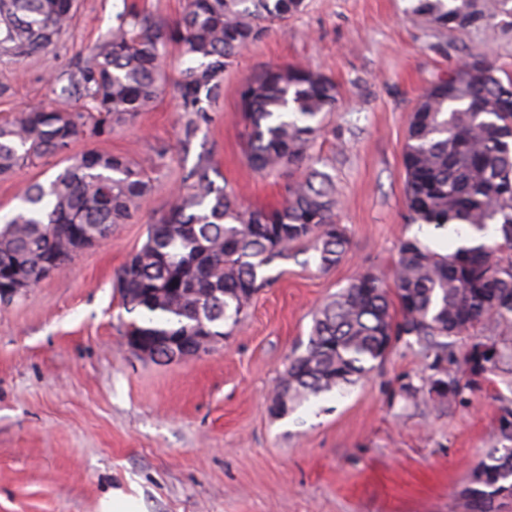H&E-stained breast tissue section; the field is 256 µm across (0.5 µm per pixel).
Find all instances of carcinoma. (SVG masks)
<instances>
[{"instance_id": "carcinoma-1", "label": "carcinoma", "mask_w": 512, "mask_h": 512, "mask_svg": "<svg viewBox=\"0 0 512 512\" xmlns=\"http://www.w3.org/2000/svg\"><path fill=\"white\" fill-rule=\"evenodd\" d=\"M303 8L304 0H189L172 27L145 12H120L106 42L69 73L56 106L0 122V178L68 151L84 135L83 114L69 108L74 92L93 104L98 134L149 111L167 82L163 61L173 43L184 58L176 91L183 111L192 114L183 125V141L190 142L209 121L204 103L217 96L237 54ZM74 10L75 0H0V60L47 53ZM409 11L440 31L512 26V0H413ZM499 72L493 60L471 55L432 83L412 112L403 151L408 223L461 224L477 233L496 224L498 241L443 254L408 238L393 269L396 300L370 272L333 295L314 314L305 350L291 359L269 398L276 417L366 376L404 336L434 356L430 373L421 376L424 402L447 404L460 382L433 370L454 357L448 339L475 329L495 336L501 323L512 321V78ZM336 95L328 76L292 66L267 69L242 86L248 164L259 173L284 166L306 173L289 186L283 207L265 211L243 209L232 191L215 183L208 162L188 172L186 188L148 226L145 243L117 274L122 305L139 312L128 339L195 336L203 329L229 335L269 282L263 269L293 244L313 243L322 270L342 260L350 238L336 222V184L310 154ZM147 170L96 149L73 155L48 184L29 185L18 211L0 224V260L22 277L35 269L47 277L62 270L138 212L154 190ZM65 224L84 226L81 245ZM173 284L187 293L169 294ZM507 356L490 346L455 363L473 374ZM511 494L512 448H493L471 474L470 512H494L496 500Z\"/></svg>"}]
</instances>
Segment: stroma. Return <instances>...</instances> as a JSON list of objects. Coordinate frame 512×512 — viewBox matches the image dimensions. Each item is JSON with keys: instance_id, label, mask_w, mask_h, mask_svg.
<instances>
[{"instance_id": "obj_1", "label": "stroma", "mask_w": 512, "mask_h": 512, "mask_svg": "<svg viewBox=\"0 0 512 512\" xmlns=\"http://www.w3.org/2000/svg\"><path fill=\"white\" fill-rule=\"evenodd\" d=\"M411 0H306L242 51L210 104L209 123L184 143L173 83L153 109L112 133H88L72 153L98 149L152 159L154 191L111 237L79 253L12 304H0V512H104L128 497L135 512H468L471 472L489 449L512 448V361L460 376L449 405L416 393L426 364L400 340L368 378L310 399L285 419L268 397L313 313L361 273L389 276L406 223L403 150L424 90L471 53L512 75V27L438 32L417 25ZM176 25L187 0H78L49 53L0 61V121L54 105L51 84L109 37L124 7ZM271 65L318 70L336 84V107L310 152L336 182V220L350 249L334 268L310 245L289 249L266 273L243 324L206 353L156 362L134 351L133 319L115 279L167 212L173 190L203 159L244 207L274 209L302 175L253 171L244 156L238 90ZM67 164L57 154L0 180V217L24 189Z\"/></svg>"}]
</instances>
